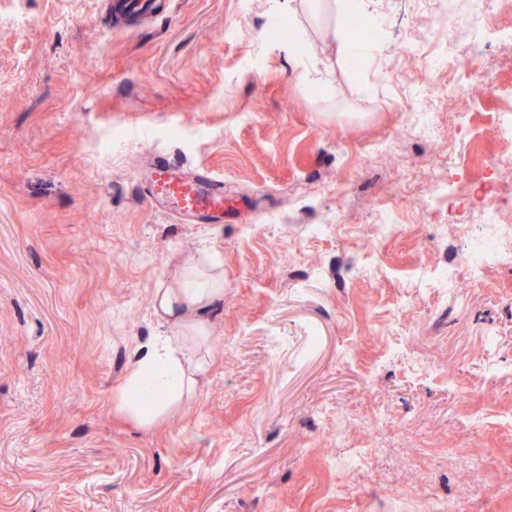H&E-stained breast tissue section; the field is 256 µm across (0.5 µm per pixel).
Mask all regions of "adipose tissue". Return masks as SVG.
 <instances>
[{
  "mask_svg": "<svg viewBox=\"0 0 512 512\" xmlns=\"http://www.w3.org/2000/svg\"><path fill=\"white\" fill-rule=\"evenodd\" d=\"M224 300V277L206 265L183 272L173 285L156 288L155 315L168 324L169 335L140 345L124 382L114 397L117 412L143 427H152L173 415L196 390L198 377L206 373L202 352L208 339V313ZM151 385L159 398L143 409L131 394Z\"/></svg>",
  "mask_w": 512,
  "mask_h": 512,
  "instance_id": "adipose-tissue-1",
  "label": "adipose tissue"
}]
</instances>
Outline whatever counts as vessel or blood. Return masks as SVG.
Listing matches in <instances>:
<instances>
[{"label": "vessel or blood", "mask_w": 512, "mask_h": 512, "mask_svg": "<svg viewBox=\"0 0 512 512\" xmlns=\"http://www.w3.org/2000/svg\"><path fill=\"white\" fill-rule=\"evenodd\" d=\"M144 197L156 212L186 224H209L236 218L240 207L225 198L224 183L212 174L185 173L178 165L160 160L144 178Z\"/></svg>", "instance_id": "vessel-or-blood-1"}]
</instances>
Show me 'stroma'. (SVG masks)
Segmentation results:
<instances>
[{
	"mask_svg": "<svg viewBox=\"0 0 512 512\" xmlns=\"http://www.w3.org/2000/svg\"><path fill=\"white\" fill-rule=\"evenodd\" d=\"M444 5L363 0L386 40L353 69L338 14L303 0H162L126 29L108 0H0V512H512V267L453 295L418 278L468 248L425 189L458 140L416 125L448 111L445 39L399 52ZM482 77L486 138L512 64ZM156 158L223 178L241 220L155 213L137 174ZM206 255L209 370L139 427L113 397L168 331L153 291Z\"/></svg>",
	"mask_w": 512,
	"mask_h": 512,
	"instance_id": "obj_1",
	"label": "stroma"
}]
</instances>
